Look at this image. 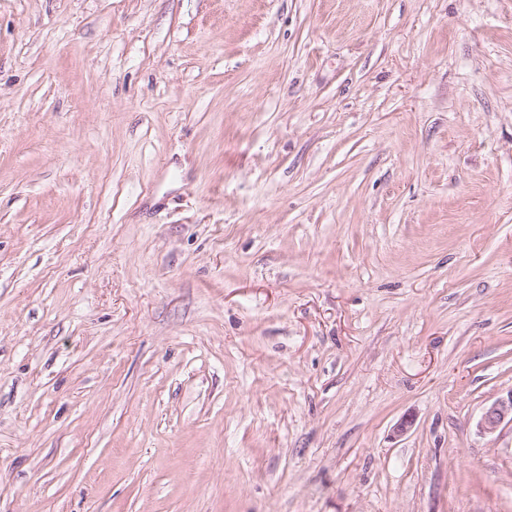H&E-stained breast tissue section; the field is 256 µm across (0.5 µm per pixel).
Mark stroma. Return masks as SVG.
<instances>
[{
	"label": "stroma",
	"mask_w": 512,
	"mask_h": 512,
	"mask_svg": "<svg viewBox=\"0 0 512 512\" xmlns=\"http://www.w3.org/2000/svg\"><path fill=\"white\" fill-rule=\"evenodd\" d=\"M511 390L512 0H0V512H512ZM505 420L512 424V390L484 408L478 427L483 433H492Z\"/></svg>",
	"instance_id": "obj_1"
}]
</instances>
